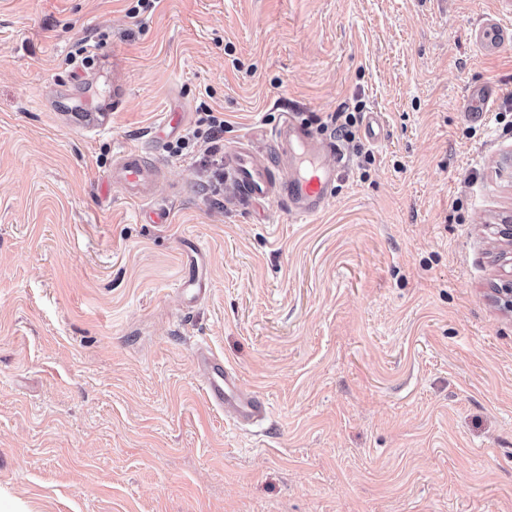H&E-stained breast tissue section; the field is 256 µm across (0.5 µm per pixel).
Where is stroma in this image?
I'll return each instance as SVG.
<instances>
[{
  "label": "stroma",
  "instance_id": "35a3bbf8",
  "mask_svg": "<svg viewBox=\"0 0 512 512\" xmlns=\"http://www.w3.org/2000/svg\"><path fill=\"white\" fill-rule=\"evenodd\" d=\"M0 0V496L29 512H512V0ZM101 129L46 102L81 73ZM120 59L113 71L110 62ZM490 87L486 118L463 120ZM224 140L293 111L347 167L323 210L240 206ZM359 112L353 139L331 117ZM183 113L182 155L152 147ZM377 113L381 140L365 136ZM142 150L149 202L105 178ZM170 211L149 223L148 206ZM209 291H179L188 246ZM208 346L269 405L206 402Z\"/></svg>",
  "mask_w": 512,
  "mask_h": 512
}]
</instances>
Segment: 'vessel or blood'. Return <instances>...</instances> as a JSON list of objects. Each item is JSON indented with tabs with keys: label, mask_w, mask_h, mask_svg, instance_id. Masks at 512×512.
Here are the masks:
<instances>
[{
	"label": "vessel or blood",
	"mask_w": 512,
	"mask_h": 512,
	"mask_svg": "<svg viewBox=\"0 0 512 512\" xmlns=\"http://www.w3.org/2000/svg\"><path fill=\"white\" fill-rule=\"evenodd\" d=\"M90 80V75L84 74L75 81L73 90L53 91L54 102L68 101L70 111L91 115V99L84 93ZM345 165L334 142L318 139L290 116L274 129L266 149L256 148L248 138L224 148V180L239 202L253 206L277 199L301 218L323 210ZM155 176V169L137 150L125 152L111 174L131 198L141 201L147 200ZM194 362L211 405L223 408L225 415L241 427L264 420V399L242 386L234 368L203 346L197 347Z\"/></svg>",
	"instance_id": "obj_1"
}]
</instances>
